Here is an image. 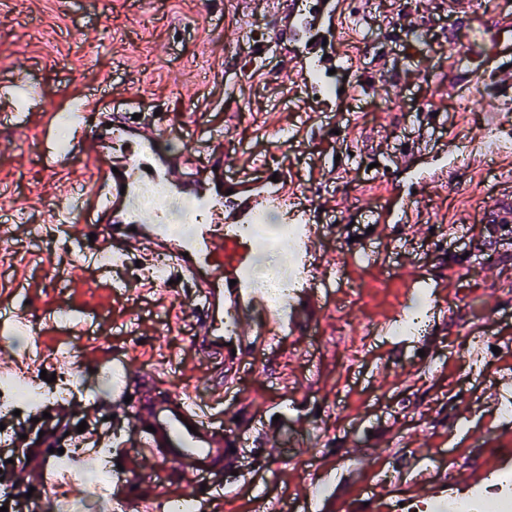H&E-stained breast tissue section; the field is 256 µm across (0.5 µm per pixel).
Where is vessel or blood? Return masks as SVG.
<instances>
[{"label":"vessel or blood","instance_id":"obj_1","mask_svg":"<svg viewBox=\"0 0 512 512\" xmlns=\"http://www.w3.org/2000/svg\"><path fill=\"white\" fill-rule=\"evenodd\" d=\"M334 17L326 0H289L288 33H310L318 22ZM306 53L305 74L318 91L331 94V71L347 68L340 51L326 53L315 43L307 47ZM97 108L95 99L82 98L66 111L51 113L50 122L81 130L87 113ZM124 133V159L117 172L107 176L110 186L103 208L111 214L112 222L100 232L98 252L109 254L118 264L141 241H155L169 257V271L192 279L198 288L195 305L202 308L206 319L197 346L204 354L223 353L228 339L241 351L265 347L297 333L302 325V304L313 301L316 283L327 279L326 272L313 269L311 262L320 240L318 226L304 211L288 217L296 226V246L285 252V260L291 267L307 270L308 275L285 309L268 300L255 277L256 249L264 241V234L244 238L233 232L236 225L251 223L257 215L276 210L287 191L286 180L274 182L266 176L241 195L233 192L234 182L228 176L218 182L189 184L183 179L182 159L161 149L157 129L128 125ZM176 197L191 209H204L212 216L211 221L194 224L186 239L167 232V203ZM229 309L237 313L238 319L228 337L224 334V313ZM133 422L140 454L159 466L177 465L187 476L185 488L171 495V502L187 500L198 510L205 499L197 493L201 486L206 488L207 497L223 496V485L213 483L212 476L237 435L198 405L192 392L160 393L154 387H142ZM418 464L420 475L430 478L431 496L446 497L447 472L437 469L432 458L426 456L419 457Z\"/></svg>","mask_w":512,"mask_h":512}]
</instances>
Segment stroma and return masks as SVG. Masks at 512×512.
I'll return each mask as SVG.
<instances>
[{"mask_svg":"<svg viewBox=\"0 0 512 512\" xmlns=\"http://www.w3.org/2000/svg\"><path fill=\"white\" fill-rule=\"evenodd\" d=\"M331 2L347 26L319 36L339 38L351 91L323 102L279 47L288 0L265 10L254 0H0V311L22 314L38 337H18L10 367L70 376L73 402L92 409L97 368L116 357L135 377L193 391L245 438L224 459L233 497L210 512H264L308 485L320 489L317 512H343L362 486L387 493L419 455L439 454L453 474L512 457L494 395L512 371V228L479 215L512 194V159L470 152L512 135V88L489 78L512 66V51L489 41L457 51L467 24L492 18L487 0H474L468 22L449 19L445 0ZM21 71L44 93L25 109L8 92ZM93 94L89 128L137 114L200 163L229 157L238 179L282 173L325 234L316 266L338 282L303 306L299 332L232 368L196 351L190 282L160 290L135 260L107 272L83 262L89 228L64 238L53 212L68 196L98 206L105 179L87 166L84 139H68L53 174L44 152L59 135L49 114ZM382 205L392 222L381 241L357 218ZM364 249L378 263L359 262ZM415 275L450 285L448 301L415 338L383 335L378 321ZM102 428L124 441L112 460L134 469L136 500L179 491L176 466L137 454L128 414ZM49 495L72 512H108L85 475Z\"/></svg>","mask_w":512,"mask_h":512,"instance_id":"1","label":"stroma"}]
</instances>
